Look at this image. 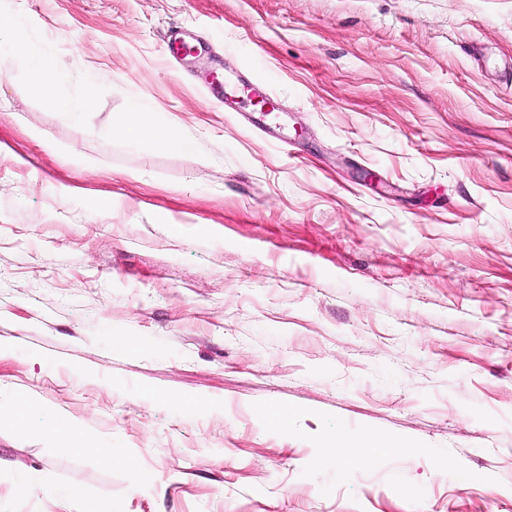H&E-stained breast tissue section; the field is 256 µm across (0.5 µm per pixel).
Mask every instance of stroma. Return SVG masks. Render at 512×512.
<instances>
[{"instance_id": "1", "label": "stroma", "mask_w": 512, "mask_h": 512, "mask_svg": "<svg viewBox=\"0 0 512 512\" xmlns=\"http://www.w3.org/2000/svg\"><path fill=\"white\" fill-rule=\"evenodd\" d=\"M14 13L55 44L60 94L112 78L75 124L0 46V512H58L69 487L72 512H512V0ZM175 30L194 50L170 60ZM217 69L270 89L274 133L205 96ZM138 100L184 146L103 130ZM58 410L81 454L55 451ZM368 428L417 445L324 453Z\"/></svg>"}]
</instances>
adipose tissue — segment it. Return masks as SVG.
<instances>
[{
	"instance_id": "1",
	"label": "adipose tissue",
	"mask_w": 512,
	"mask_h": 512,
	"mask_svg": "<svg viewBox=\"0 0 512 512\" xmlns=\"http://www.w3.org/2000/svg\"><path fill=\"white\" fill-rule=\"evenodd\" d=\"M17 53L29 71V88L48 107L68 113L72 121H81L83 115L93 111L96 105L95 89L104 73L98 69L89 70L81 80L77 95L63 96L57 89V54L53 44H21ZM146 107L140 103L128 105L121 111L108 113L106 127L125 139L138 143L151 151H165L182 146L181 131L170 126H154L148 121ZM395 443L382 432L365 430L355 441L336 440L327 447L337 463L351 466L362 463L376 454L390 451Z\"/></svg>"
}]
</instances>
